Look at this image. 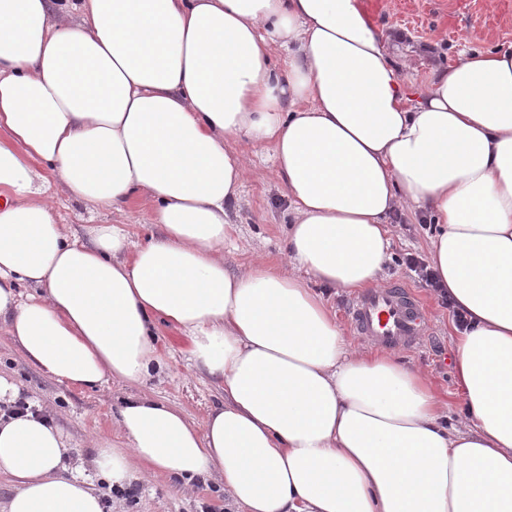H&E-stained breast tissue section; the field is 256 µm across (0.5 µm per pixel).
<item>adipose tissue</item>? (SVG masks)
Instances as JSON below:
<instances>
[{"instance_id":"ef3b65f1","label":"adipose tissue","mask_w":512,"mask_h":512,"mask_svg":"<svg viewBox=\"0 0 512 512\" xmlns=\"http://www.w3.org/2000/svg\"><path fill=\"white\" fill-rule=\"evenodd\" d=\"M0 0V317L25 360L78 388L142 383L158 323L224 382L204 428L143 396L93 464L184 486L219 475L247 512H512V49L474 50L410 102L363 0ZM272 147L297 275L224 268L245 160ZM95 211L144 193L162 239L83 243L52 186ZM406 204L470 325L454 365L472 425L446 427L418 371L351 352L307 284L373 286ZM35 289L23 297L21 287ZM51 419L0 416V512H104Z\"/></svg>"}]
</instances>
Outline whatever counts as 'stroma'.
Masks as SVG:
<instances>
[{"mask_svg":"<svg viewBox=\"0 0 512 512\" xmlns=\"http://www.w3.org/2000/svg\"><path fill=\"white\" fill-rule=\"evenodd\" d=\"M363 5L376 28L388 34L404 33L410 65L399 75L415 90L426 85L434 70L453 64L463 52L512 45V0H363ZM235 148L250 154L252 161L239 197L228 207L232 242L224 247V265L230 273L237 274L261 259L281 272H291L287 249L291 209L284 181L270 160L271 147L239 142ZM50 182L57 190L58 221L80 236H87L93 224L127 225L138 243L163 234L162 226L151 221L152 204L147 197H134L119 212H92L61 192L58 177H51ZM434 230L429 216L419 211L404 213L391 224L390 258L381 281H400L425 302L430 316L427 336L415 347L395 350L394 355L401 363L427 375L448 407L449 423L456 424L462 405L453 368V314L402 262L409 253L427 255ZM158 347L166 366L145 383L113 381L95 390H80L61 384L28 364L0 323V374L21 383L23 398L51 414L63 428L71 447L69 465H86L90 462L91 440L115 436L114 413L119 400L144 393L152 395L182 407L199 427L209 410L223 402L221 379L192 367L184 342L167 326L159 328ZM133 485L137 494L129 499L116 495L105 483H97L96 488L109 500V512H201L205 504L211 505L214 512H240L220 492L221 482L216 478L208 486L196 489L179 487L164 477L140 478Z\"/></svg>","mask_w":512,"mask_h":512,"instance_id":"stroma-1","label":"stroma"}]
</instances>
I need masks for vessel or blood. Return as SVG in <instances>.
<instances>
[{"instance_id":"b4317fda","label":"vessel or blood","mask_w":512,"mask_h":512,"mask_svg":"<svg viewBox=\"0 0 512 512\" xmlns=\"http://www.w3.org/2000/svg\"><path fill=\"white\" fill-rule=\"evenodd\" d=\"M353 331L387 349L410 348L427 334L424 304L402 283L369 288L347 308Z\"/></svg>"}]
</instances>
